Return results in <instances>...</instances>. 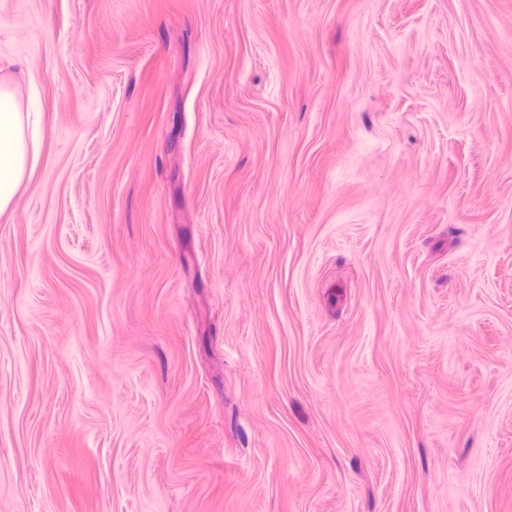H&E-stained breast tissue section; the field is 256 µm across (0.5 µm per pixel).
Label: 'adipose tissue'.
I'll return each instance as SVG.
<instances>
[{
	"mask_svg": "<svg viewBox=\"0 0 512 512\" xmlns=\"http://www.w3.org/2000/svg\"><path fill=\"white\" fill-rule=\"evenodd\" d=\"M32 124L10 85L0 82V214L18 203L31 177L37 154L30 150L26 131Z\"/></svg>",
	"mask_w": 512,
	"mask_h": 512,
	"instance_id": "obj_1",
	"label": "adipose tissue"
}]
</instances>
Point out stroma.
I'll return each instance as SVG.
<instances>
[{
  "mask_svg": "<svg viewBox=\"0 0 512 512\" xmlns=\"http://www.w3.org/2000/svg\"><path fill=\"white\" fill-rule=\"evenodd\" d=\"M0 512H512V0H0ZM34 124L7 83L0 82V214L18 203L21 190L36 163L35 148L30 152L26 130Z\"/></svg>",
  "mask_w": 512,
  "mask_h": 512,
  "instance_id": "1",
  "label": "stroma"
}]
</instances>
